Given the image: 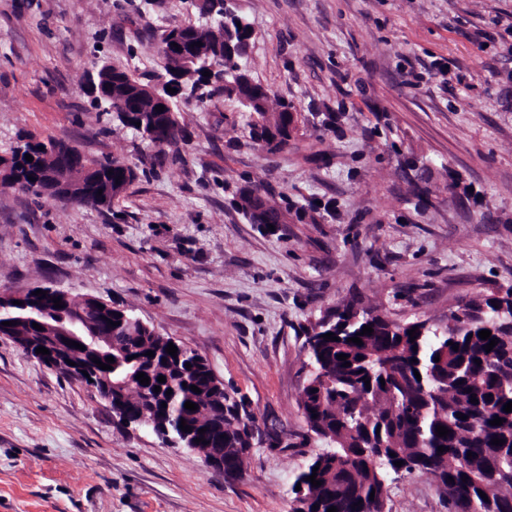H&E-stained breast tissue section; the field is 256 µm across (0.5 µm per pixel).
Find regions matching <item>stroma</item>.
I'll list each match as a JSON object with an SVG mask.
<instances>
[{
	"label": "stroma",
	"instance_id": "35a3bbf8",
	"mask_svg": "<svg viewBox=\"0 0 512 512\" xmlns=\"http://www.w3.org/2000/svg\"><path fill=\"white\" fill-rule=\"evenodd\" d=\"M236 9L254 28L252 79L295 106L296 128L272 151L235 100H193L173 163L83 78L105 61L155 82L164 30L206 23L191 0H0V155L30 136L143 172L107 209L0 190V292L47 285L133 309L288 445L255 444L225 478L0 339V512H292L296 476L327 448L299 406L303 326L347 302L443 325L512 284V0ZM243 184L271 191L286 223H248L230 202ZM385 512L448 508L432 476L403 472Z\"/></svg>",
	"mask_w": 512,
	"mask_h": 512
}]
</instances>
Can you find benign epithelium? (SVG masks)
Returning a JSON list of instances; mask_svg holds the SVG:
<instances>
[{"mask_svg": "<svg viewBox=\"0 0 512 512\" xmlns=\"http://www.w3.org/2000/svg\"><path fill=\"white\" fill-rule=\"evenodd\" d=\"M84 167V156L77 148H63L57 160V170L45 175L48 190L56 188L58 172L81 171ZM41 290L47 291L46 297L42 299L35 295L33 288L18 295H0V323L17 321L27 325L29 329L28 335L11 336L9 340L22 348L28 356L47 366L67 365L69 360L74 362V365H68L73 378L85 383L91 382L99 397L126 423L141 422L124 402L126 383L112 380V371L102 370L93 362L95 358L106 362L104 349H112V326L108 323L110 317L106 316V311L112 309V304L91 296H85L74 304V297L64 290L51 286H43ZM55 298L61 299L64 308L60 309L56 323L50 325L44 321V317L47 316L49 308L54 306ZM17 300L21 304H15ZM35 323L43 327V330L35 329ZM69 340L83 345L84 349L67 344ZM40 346L49 349L50 354L36 353V348Z\"/></svg>", "mask_w": 512, "mask_h": 512, "instance_id": "benign-epithelium-1", "label": "benign epithelium"}]
</instances>
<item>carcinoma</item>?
Returning <instances> with one entry per match:
<instances>
[{
	"label": "carcinoma",
	"instance_id": "obj_1",
	"mask_svg": "<svg viewBox=\"0 0 512 512\" xmlns=\"http://www.w3.org/2000/svg\"><path fill=\"white\" fill-rule=\"evenodd\" d=\"M224 0H200L202 15L212 13L211 26L173 27L164 32L157 55L165 73H175L174 84L189 98L202 102L215 96L234 98L250 115L248 135L256 144L278 150L288 144L295 122L293 106L273 101L272 91L255 82L243 60L244 45L252 39L246 18L223 16ZM202 43V57L191 67H183L167 52L169 42ZM211 76H203L204 71ZM99 92L94 101L122 126L140 135L154 133L148 141L165 153V148L185 139L180 121L179 96L166 93L170 106L155 110L157 103L140 89L143 82L128 72L102 63L96 66ZM62 144L53 140L26 144L25 153L12 149L0 156V187L43 196V172L49 168ZM31 155L33 161L25 159ZM92 172L83 178L88 207H109L136 179L135 170L118 158H85ZM34 180H29L28 176ZM253 187L240 188L234 198L237 211L256 223L257 198ZM132 310L112 311V336L120 350L112 351V378L145 373L149 384L127 389L128 397L141 406V415L154 421L162 404L171 405L168 426L183 444L199 453L224 451V472L238 477L244 470L248 449L255 440L254 418L242 415L241 404L224 396V435L220 441L195 442L199 429L212 426L205 401L211 397L212 369L193 353L156 352L153 327L133 326ZM354 315L348 305L315 324L303 328L305 336L316 337L308 361L314 372L303 387L299 406L309 430L332 445V450L311 458L296 479L293 512H383L387 493L384 476L399 468L431 475L448 501V512H512V412L503 411L512 401V285L470 300L451 314L443 327L425 321L399 324L376 314L369 323L373 333L362 335L357 345L339 336L336 328ZM416 329L415 341L408 330ZM491 332L498 339L489 352L477 333ZM332 333L340 340H325ZM458 349H452V345ZM154 352L149 357L146 352ZM348 355L350 366L337 355ZM440 361H435V358ZM191 368H186V364ZM419 375H414V372ZM165 376L166 382L158 381ZM370 386H365V380ZM200 392L195 393L190 386ZM160 391H154L155 387ZM171 394H166L167 390ZM478 403H471V395ZM191 401L195 411L184 408ZM468 419L458 418V414ZM503 424L490 425L494 417ZM186 421L191 431L180 429ZM450 430L436 435V426ZM494 438L503 439L493 445ZM443 446L446 451L438 452ZM472 458H467V453ZM401 461L398 467L395 462ZM321 485L307 481L312 473ZM497 479L490 480L491 473ZM486 497H481L480 493Z\"/></svg>",
	"mask_w": 512,
	"mask_h": 512
}]
</instances>
